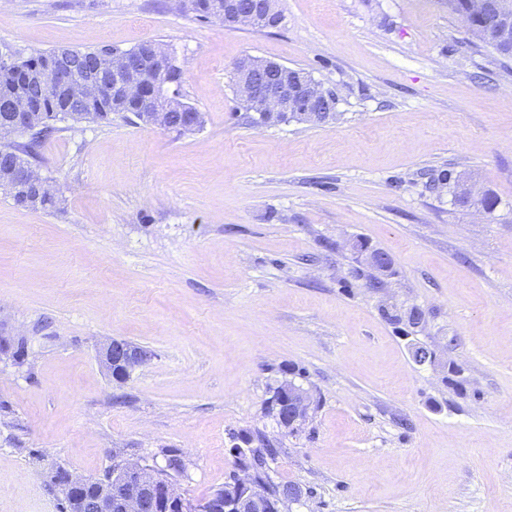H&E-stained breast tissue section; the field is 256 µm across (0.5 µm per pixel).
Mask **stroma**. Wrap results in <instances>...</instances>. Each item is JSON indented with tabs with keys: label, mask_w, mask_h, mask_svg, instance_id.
<instances>
[{
	"label": "stroma",
	"mask_w": 512,
	"mask_h": 512,
	"mask_svg": "<svg viewBox=\"0 0 512 512\" xmlns=\"http://www.w3.org/2000/svg\"><path fill=\"white\" fill-rule=\"evenodd\" d=\"M280 27L203 21L176 0H6L0 49L129 50L154 41L204 114L181 134L59 122L36 166L48 210L0 193V512H57L52 476L98 478L125 449L201 500L234 469L231 433L279 450L292 512H512V59L473 43L448 0H280ZM253 55L336 95L318 127L258 126L233 65ZM496 200L481 214L429 191L441 171ZM392 259L380 290L352 245ZM461 369L413 363L383 311ZM110 338L151 360L123 384ZM291 379L315 408L269 415ZM151 357L148 349L125 339L112 338L97 349L99 363L119 383L128 381Z\"/></svg>",
	"instance_id": "1"
}]
</instances>
